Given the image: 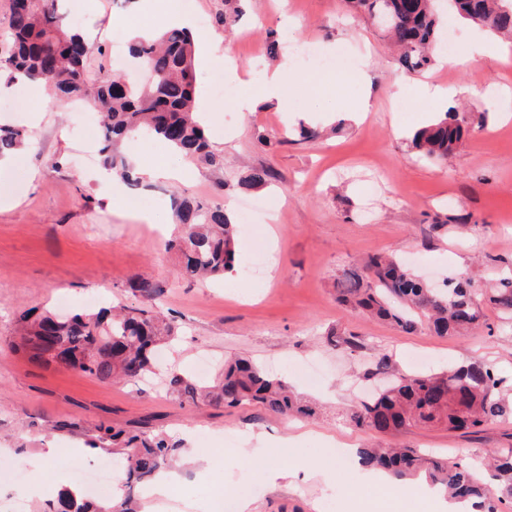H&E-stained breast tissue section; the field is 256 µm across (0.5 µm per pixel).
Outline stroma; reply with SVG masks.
Listing matches in <instances>:
<instances>
[{
    "mask_svg": "<svg viewBox=\"0 0 512 512\" xmlns=\"http://www.w3.org/2000/svg\"><path fill=\"white\" fill-rule=\"evenodd\" d=\"M239 15L224 27L225 0H193L190 17L206 16L205 35L231 43L241 77L273 69L281 55L297 71L321 72L320 59H303L300 49L316 44L322 57L345 55L367 83L323 85L318 96L335 113L317 120L320 139L297 140L293 129L308 106L297 89L288 111L263 104L242 115L224 108L210 92L219 61L196 67L197 89L209 109L200 113L212 141L226 159L223 170L193 166L191 178L148 177L137 193L141 212L114 205L100 182V159L76 165L67 136L80 116L76 107L43 105L29 87L0 95V123L28 129L31 139L10 167H0V197L14 201L0 210V341L13 336L32 309H88L98 304L137 306L130 285L137 278L160 281L164 314L179 327L175 352L162 356L157 378L138 384L103 383L56 364H41L19 350L0 354V468L19 466L22 481L0 471V505L17 497L27 512H51L60 493L74 487V468L115 463L124 474L119 448L97 447L99 427L161 434L183 442L192 431L195 459L179 456L184 479L173 497L154 512H196L199 503L219 512L224 499L240 501L239 485L254 481L252 512H323L334 497L336 512H364L374 495L360 482L359 469L337 462L333 446L349 451L386 442L418 448L453 461L471 462L494 448L512 446V418L488 422L471 436L440 426H416L389 437L363 431L346 415L376 385L380 357L412 370L416 357L432 371L473 359L492 363L512 403V326L490 303L485 322L468 336H438L428 327L406 334L343 303L336 281L344 269L373 254L391 255L435 284L465 269L485 288L512 272V63L487 61L464 69L433 65L423 80L456 92L459 111L472 115L463 147L441 167L410 150L412 133L438 117L420 110L408 93V76L398 69L387 38L352 18L345 0H238ZM65 12H79L90 41L96 75L111 74L112 50H128L135 29L150 26L153 13L134 0H65ZM278 53H271V40ZM480 88L475 101L467 91ZM373 109L356 120L352 109L362 94ZM406 101L407 109L396 106ZM268 142H260V135ZM259 167L277 175L273 186L247 194L235 178ZM204 197L239 205L247 197L265 201L248 235L240 237L239 269L223 279L193 281L175 271L165 251L174 230L172 195ZM271 257L259 282L242 273L253 255ZM358 336L352 353L330 343L329 333ZM243 357L278 371L301 396L318 401L322 413L291 420L255 406L227 408L179 399L167 383L171 373L200 374L218 381L225 360ZM54 448L58 466L33 473L28 462ZM224 451L221 480L205 460L210 449ZM261 457L309 459L306 478L266 482L262 470L241 466L239 449Z\"/></svg>",
    "mask_w": 512,
    "mask_h": 512,
    "instance_id": "1",
    "label": "stroma"
}]
</instances>
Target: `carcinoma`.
Instances as JSON below:
<instances>
[{
  "instance_id": "cac0c4a2",
  "label": "carcinoma",
  "mask_w": 512,
  "mask_h": 512,
  "mask_svg": "<svg viewBox=\"0 0 512 512\" xmlns=\"http://www.w3.org/2000/svg\"><path fill=\"white\" fill-rule=\"evenodd\" d=\"M437 0H347L367 19L391 16L384 29L399 52L398 63L409 73L428 68L440 48ZM448 12L495 33H512V0H448ZM10 46L0 57L8 78L42 82L54 90L59 103L85 101L101 112L102 164L127 185L138 186L121 145L135 137H156L189 161L204 168H224V154L216 149L196 118L197 90L194 43L185 30L172 29L154 40H139L132 57L152 68L157 79L136 86L121 75L99 77L87 69L89 46L84 36L63 27L58 0H12L8 18ZM469 122L450 110L418 129L409 147L430 163L442 166L462 145ZM25 134L0 125V158L19 151ZM273 174L267 168L250 170L238 180L244 189L261 188ZM175 235L166 252L174 253L180 274L187 279L214 278L235 269L237 221L224 206L194 197L172 200ZM342 302L371 316L390 321L411 333L422 322L439 336L459 335L481 326V307L473 281L459 271L445 288L426 285L395 259L370 255L343 271L336 283ZM132 290L144 307H124L117 312L41 314L25 318L14 349L37 360L52 357L67 367L102 382L136 381L154 373L157 350L173 343L177 327L155 310L162 285L142 278ZM489 301L500 319L512 324V275L496 280ZM503 379L494 366L482 361L448 367L431 374L395 371L390 382L373 398L348 413L357 428L380 434H396L417 425H440L466 434L477 433L489 421L502 417L507 407L500 395ZM170 385L193 402L208 398L228 408L257 405L280 415L310 417L318 406L295 396L288 383L269 376L248 359L224 363L222 383L212 390L195 380L174 375ZM102 442L123 444L126 480L140 482L167 466L177 446L159 435H123L104 429ZM360 464L389 471L396 478L425 476L443 485L460 499H472L476 507L512 503V447L496 448L494 487L479 484L468 465L445 459H428L414 448H362ZM56 512H133L130 498L104 505L65 492Z\"/></svg>"
}]
</instances>
